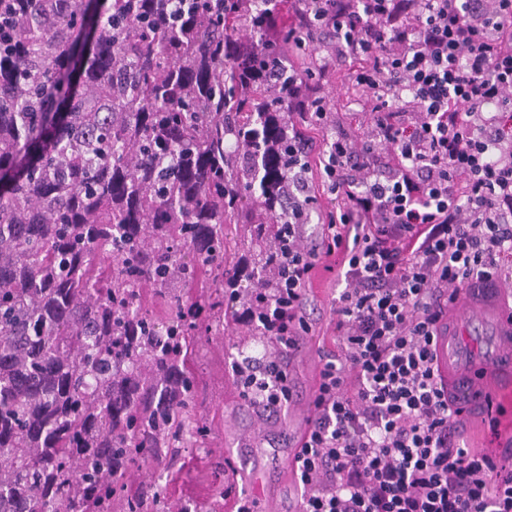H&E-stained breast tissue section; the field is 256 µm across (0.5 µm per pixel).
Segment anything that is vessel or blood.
I'll return each instance as SVG.
<instances>
[{
	"mask_svg": "<svg viewBox=\"0 0 512 512\" xmlns=\"http://www.w3.org/2000/svg\"><path fill=\"white\" fill-rule=\"evenodd\" d=\"M502 293L497 280L472 283L453 304L454 325L436 339L439 369L448 372L458 404L467 409L512 403V316Z\"/></svg>",
	"mask_w": 512,
	"mask_h": 512,
	"instance_id": "1",
	"label": "vessel or blood"
}]
</instances>
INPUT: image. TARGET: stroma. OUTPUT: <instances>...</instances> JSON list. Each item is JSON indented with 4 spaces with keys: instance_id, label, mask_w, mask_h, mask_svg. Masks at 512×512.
Here are the masks:
<instances>
[{
    "instance_id": "obj_1",
    "label": "stroma",
    "mask_w": 512,
    "mask_h": 512,
    "mask_svg": "<svg viewBox=\"0 0 512 512\" xmlns=\"http://www.w3.org/2000/svg\"><path fill=\"white\" fill-rule=\"evenodd\" d=\"M352 79L347 69L332 74L324 94L329 110L337 113L343 127L355 131L364 116ZM336 288L335 272L317 269L308 288L314 305L308 317L311 330L302 336L301 349L289 363L293 398L285 416H260L241 397L232 372L236 361L261 357L263 343L252 338L248 330L214 323L211 335L201 340L203 354L196 364L199 406L210 428L206 442L185 450L181 468L166 471L145 461L127 471V482H155L166 488L169 502L176 508L192 500L200 512H225L227 499L243 491L242 481L236 479L224 457L225 449L235 448L242 466L256 476L269 512H297L299 487L290 468L292 445L312 415L319 354L337 348L330 310Z\"/></svg>"
}]
</instances>
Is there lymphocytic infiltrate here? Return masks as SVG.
Here are the masks:
<instances>
[{
	"label": "lymphocytic infiltrate",
	"instance_id": "1",
	"mask_svg": "<svg viewBox=\"0 0 512 512\" xmlns=\"http://www.w3.org/2000/svg\"><path fill=\"white\" fill-rule=\"evenodd\" d=\"M325 82L351 65L372 104L363 131H336L325 100L305 114L331 142L294 141L277 187L288 246L269 278L229 274L227 310L270 343L235 364L241 394L267 416L292 388L313 271L334 258L339 351L323 355L314 413L290 465L300 512H512V443L470 447L435 366L432 338L472 281L512 285V0H317ZM318 169L334 195L309 233Z\"/></svg>",
	"mask_w": 512,
	"mask_h": 512
}]
</instances>
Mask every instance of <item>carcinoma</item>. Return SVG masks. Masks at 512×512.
Instances as JSON below:
<instances>
[{"mask_svg":"<svg viewBox=\"0 0 512 512\" xmlns=\"http://www.w3.org/2000/svg\"><path fill=\"white\" fill-rule=\"evenodd\" d=\"M281 2L0 0V512H170L124 476L208 435L186 361L224 225L288 223L270 127L310 35H268Z\"/></svg>","mask_w":512,"mask_h":512,"instance_id":"obj_1","label":"carcinoma"}]
</instances>
